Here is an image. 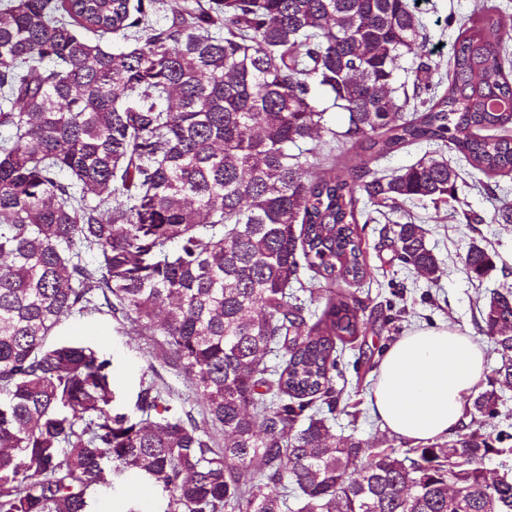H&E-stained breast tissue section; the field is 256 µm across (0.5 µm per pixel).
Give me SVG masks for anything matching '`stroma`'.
Here are the masks:
<instances>
[{"label":"stroma","instance_id":"obj_1","mask_svg":"<svg viewBox=\"0 0 512 512\" xmlns=\"http://www.w3.org/2000/svg\"><path fill=\"white\" fill-rule=\"evenodd\" d=\"M475 6L476 0H421L416 11L430 38L407 57L406 67L412 69L418 61H426L431 66V84L447 81L453 43L448 21L466 17ZM448 162L459 173L456 201L440 205L408 203L386 211L377 222L358 227L370 274L353 292L362 302L359 315L365 330L355 341L337 347L338 365L333 377L337 402L327 416L334 435L351 436L376 446L408 448L407 440L383 429L372 411L369 394L384 350L415 328L448 324L473 336L485 350L483 381L495 377L500 355L482 331L479 309L491 292L512 291V224L488 221L502 202H512V179L501 180L496 193L488 194L473 188L471 173L459 166L456 155H449ZM469 214L482 216V223H467L465 217ZM409 221L428 231V245L439 260L436 279L403 268L381 242L382 227ZM473 242L497 255L495 268L479 280L468 277L461 263ZM57 337L86 341L111 355L115 407L132 410L141 384L154 381L169 392L173 409L201 416L203 403L190 383L173 367L163 365V338L158 332L131 330L103 312L65 321ZM500 394L499 414L485 425L486 431L505 436L504 453L491 456L486 463L489 471L499 473L512 471V388H502ZM162 508L163 499L156 487L144 483L133 492L123 476L114 477L110 486L100 488L91 504L92 512H161Z\"/></svg>","mask_w":512,"mask_h":512}]
</instances>
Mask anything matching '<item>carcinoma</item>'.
Here are the masks:
<instances>
[{"label": "carcinoma", "instance_id": "obj_1", "mask_svg": "<svg viewBox=\"0 0 512 512\" xmlns=\"http://www.w3.org/2000/svg\"><path fill=\"white\" fill-rule=\"evenodd\" d=\"M7 0L0 13V512H89L112 475L161 489L164 512H512L485 461L500 395L476 385L446 448H377L330 433L337 343L361 334L368 267L359 196L383 206L456 199L450 150L512 175V30L482 4L454 31L448 87L401 80L425 39L407 0ZM345 116L326 126L323 101ZM363 157L312 146L321 131ZM416 164H372L414 144ZM314 156L309 167L301 157ZM420 224L391 247L433 278ZM496 254L463 257L479 279ZM325 280L309 323L290 287ZM164 336L204 424L150 383L114 408L112 361L57 341L101 308ZM512 326V292L480 309ZM512 388V334L488 335ZM282 354V368L268 366ZM224 434L219 445L207 425Z\"/></svg>", "mask_w": 512, "mask_h": 512}]
</instances>
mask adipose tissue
<instances>
[{
	"instance_id": "1",
	"label": "adipose tissue",
	"mask_w": 512,
	"mask_h": 512,
	"mask_svg": "<svg viewBox=\"0 0 512 512\" xmlns=\"http://www.w3.org/2000/svg\"><path fill=\"white\" fill-rule=\"evenodd\" d=\"M484 372V351L450 326L417 328L384 353L371 407L394 435L415 442L447 436L465 421V397Z\"/></svg>"
}]
</instances>
